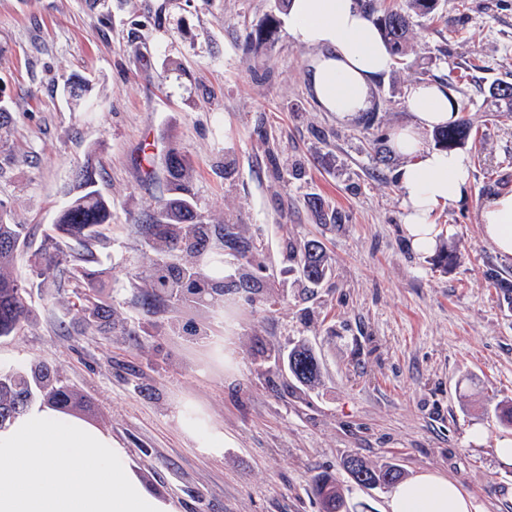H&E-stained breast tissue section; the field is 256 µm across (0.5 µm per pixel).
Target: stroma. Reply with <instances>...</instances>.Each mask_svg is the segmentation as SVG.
Segmentation results:
<instances>
[{"label":"stroma","instance_id":"obj_1","mask_svg":"<svg viewBox=\"0 0 512 512\" xmlns=\"http://www.w3.org/2000/svg\"><path fill=\"white\" fill-rule=\"evenodd\" d=\"M265 30L263 46L247 37ZM312 49L288 32V0H0V201L26 227L12 270L30 312L0 337V374L48 368L74 417L111 434L145 484L180 512H319L316 474L336 476L349 512H385L348 454L454 477L482 512H512V464L495 453L512 428V257L480 230L482 204L512 190V0H438L410 16L401 61L354 123L321 108ZM82 82L78 94L70 87ZM433 82L471 125L470 178L438 208L433 251L410 246L390 133L407 96ZM190 166L191 202L226 267L224 293L202 303L151 300L146 217L172 195L169 155ZM98 172L111 220L87 246L90 285L111 310L87 325L74 284L37 274L61 208ZM316 242L320 284L296 252ZM235 328L236 365L216 347ZM315 348L309 389L275 363L298 339ZM200 406L230 439L208 454L176 414ZM482 428L483 443L470 440Z\"/></svg>","mask_w":512,"mask_h":512}]
</instances>
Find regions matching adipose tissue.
Wrapping results in <instances>:
<instances>
[{"label": "adipose tissue", "instance_id": "1", "mask_svg": "<svg viewBox=\"0 0 512 512\" xmlns=\"http://www.w3.org/2000/svg\"><path fill=\"white\" fill-rule=\"evenodd\" d=\"M290 33L316 51L309 81L318 104L344 123L358 121L374 103L375 82L392 66L380 34L357 0H290ZM412 120L394 131L388 146L403 158L399 188L403 223L412 248L434 247L432 214L457 200L470 178L464 157L425 147L420 133L457 120L442 88L414 84ZM484 237L512 256V192L482 205ZM178 420L196 446L223 450L228 438L193 406ZM0 512H179L171 498L150 491L126 450L111 435L49 405L36 404L0 427ZM387 512H479L462 486L426 471L395 485Z\"/></svg>", "mask_w": 512, "mask_h": 512}]
</instances>
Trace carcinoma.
Listing matches in <instances>:
<instances>
[{"label": "carcinoma", "mask_w": 512, "mask_h": 512, "mask_svg": "<svg viewBox=\"0 0 512 512\" xmlns=\"http://www.w3.org/2000/svg\"><path fill=\"white\" fill-rule=\"evenodd\" d=\"M436 2L407 0L406 6H394L376 18L375 25L392 55L399 56L404 52L409 32V12L429 14L436 9ZM470 133V124L461 119L436 130L434 138L441 147L456 149L465 143ZM167 173L176 196L161 204L158 211L150 216L155 228L150 247L164 258L163 263L151 270L154 295L204 302L223 292V289L216 287L217 279L203 268L182 265L181 255L203 252L211 230L209 225L195 221L192 204L186 195L188 172L185 162L178 158L170 159ZM79 178L84 192L59 212L54 231L63 238L83 242L92 237L97 226L107 223L110 212L106 199L96 189L95 169L84 167L79 172ZM24 240V225L10 223V210L0 201V337L14 333L29 312L25 286L9 272L15 265L19 246ZM67 259L68 256L63 253L45 255L40 264V275H49ZM298 267L304 279L314 284L320 282L325 276L321 247L314 243L304 244ZM80 300V309L87 314L90 324L94 325L106 317L108 309L96 297L85 294ZM287 365L290 373L306 386H312L318 380L319 363L312 345L305 341L288 350ZM36 379L42 384L48 401L58 408H65L68 396L64 390L54 385L50 376L41 370ZM31 396V387L24 376L0 377V426L23 412ZM345 468L354 483L364 489L389 487L401 476L400 470L392 464H372L357 455L346 458ZM312 492L322 512H348L341 483L333 476H315Z\"/></svg>", "instance_id": "cac0c4a2"}]
</instances>
